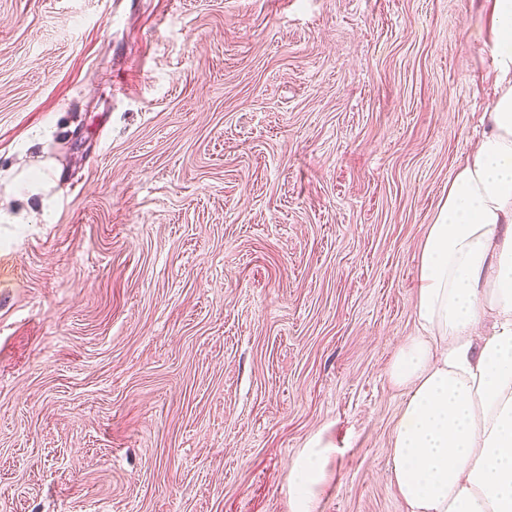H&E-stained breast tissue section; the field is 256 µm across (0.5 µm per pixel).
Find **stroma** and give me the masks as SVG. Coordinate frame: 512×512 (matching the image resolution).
<instances>
[{
  "mask_svg": "<svg viewBox=\"0 0 512 512\" xmlns=\"http://www.w3.org/2000/svg\"><path fill=\"white\" fill-rule=\"evenodd\" d=\"M487 0H0V512H406L387 373L493 100ZM337 448L318 433L307 440L293 462L288 478V500L291 512H317V503L327 479V467Z\"/></svg>",
  "mask_w": 512,
  "mask_h": 512,
  "instance_id": "stroma-1",
  "label": "stroma"
}]
</instances>
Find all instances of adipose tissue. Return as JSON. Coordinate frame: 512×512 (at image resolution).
I'll return each mask as SVG.
<instances>
[{
    "instance_id": "obj_1",
    "label": "adipose tissue",
    "mask_w": 512,
    "mask_h": 512,
    "mask_svg": "<svg viewBox=\"0 0 512 512\" xmlns=\"http://www.w3.org/2000/svg\"><path fill=\"white\" fill-rule=\"evenodd\" d=\"M489 132L448 184L417 265V335L388 379L405 389L392 471L408 512H512V0H489ZM491 332L479 333L485 317ZM335 453L307 440L291 512H317Z\"/></svg>"
}]
</instances>
